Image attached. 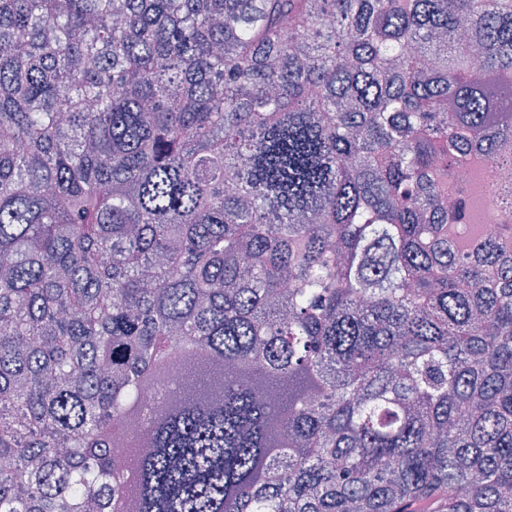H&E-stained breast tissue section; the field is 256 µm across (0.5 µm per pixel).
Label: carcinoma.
Instances as JSON below:
<instances>
[{"mask_svg": "<svg viewBox=\"0 0 512 512\" xmlns=\"http://www.w3.org/2000/svg\"><path fill=\"white\" fill-rule=\"evenodd\" d=\"M509 137L512 0H0V512H512ZM484 154L471 153L459 158L456 177L467 179L473 186L470 198L463 201L466 212L461 224H483L485 233L497 236L501 228H507L512 238V206L503 208L495 205V198L505 190L512 191V178L504 184L495 177L488 176L493 167Z\"/></svg>", "mask_w": 512, "mask_h": 512, "instance_id": "obj_1", "label": "carcinoma"}]
</instances>
